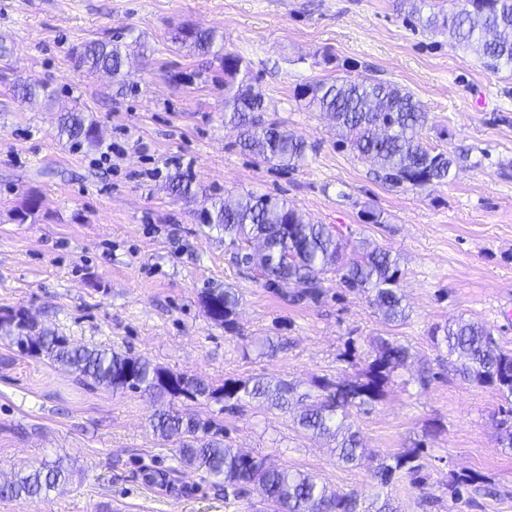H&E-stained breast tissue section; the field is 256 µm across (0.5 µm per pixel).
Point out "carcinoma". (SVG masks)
Here are the masks:
<instances>
[{
	"mask_svg": "<svg viewBox=\"0 0 512 512\" xmlns=\"http://www.w3.org/2000/svg\"><path fill=\"white\" fill-rule=\"evenodd\" d=\"M424 26L446 31L458 43L476 48L491 71L512 66V0H461L456 11L430 15ZM217 37L213 30L181 32L182 42L203 54L212 52L220 60L224 124L240 130V145L265 161L286 168L301 166L311 146L275 122L265 124L256 119L255 113L263 107L262 94L246 79H238L242 67L239 57L221 48L213 50ZM125 58L126 45L112 42L89 43L75 52L78 66L105 70L114 79L124 78ZM14 86L28 101L47 94V85L38 79L17 81ZM297 98L308 108L330 113L340 142L373 160L391 185L424 188L448 179L453 159L422 143L428 112L412 94L369 78L329 77L304 85ZM60 136L74 147L92 146L98 140V127L83 113L68 112L61 118ZM203 223L229 237L237 248V265L258 271L269 285L281 281L299 285V300H319L325 293L323 275L332 270L344 288L368 297L385 323H401L408 317L398 256L363 243L346 253L340 232L328 224L311 223L285 199L252 192L230 201L218 198L204 211ZM202 303L210 319L233 328L239 305L236 290L212 288L202 295ZM4 339L21 353L42 355L114 391L139 390L172 400L232 401L236 406L256 401L281 411L290 410L291 399L296 396L308 399L298 426L313 436L332 439L333 451L346 465L356 463L363 454L359 436L348 423L349 409L355 406L365 411L380 401L392 374L411 358L409 347L378 336L372 340L365 370L355 379L336 383L319 380L317 393L299 395L297 387L285 381L273 384L261 378L228 379L214 387L198 377L175 374L144 357L113 349L76 347L67 337L38 328L24 312L9 316ZM440 343L447 347L465 381L491 387L505 404L498 426L512 447V352L501 349L485 325L462 318L448 324ZM153 428L166 441L178 440L181 464L201 470L235 491L253 487L276 512H395L387 499L365 509L356 495L337 493L314 474L268 465L262 458L230 448L214 439L220 428L213 418H184L160 411L155 414ZM420 451L421 446L416 445L380 459L374 468L380 484H389L399 471L418 475L422 469ZM68 480L69 473L60 463H44L1 484L0 496L15 500L38 496Z\"/></svg>",
	"mask_w": 512,
	"mask_h": 512,
	"instance_id": "cac0c4a2",
	"label": "carcinoma"
}]
</instances>
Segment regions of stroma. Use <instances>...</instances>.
Returning <instances> with one entry per match:
<instances>
[{
    "label": "stroma",
    "mask_w": 512,
    "mask_h": 512,
    "mask_svg": "<svg viewBox=\"0 0 512 512\" xmlns=\"http://www.w3.org/2000/svg\"><path fill=\"white\" fill-rule=\"evenodd\" d=\"M182 28L223 32L225 52L244 61L264 97L262 119L309 144L302 166L283 169L241 148L224 124V74L174 42ZM110 40L130 46L123 88L71 59L74 48ZM0 46V318L23 311L75 345L141 356L216 387L261 375L302 392L320 378L351 380L371 339L394 337L412 358L372 409H352L366 449L353 466L289 412L253 403L231 413L204 399L171 407L218 419L231 448L317 474L365 504L387 495L399 512H512L501 401L461 380L434 340L448 321L477 320L512 352V69L490 71L475 50L407 21L399 0H0ZM334 76L375 78L419 99L425 143L459 159L450 180L395 187L339 143L331 118L296 97ZM30 77L47 83L51 100L13 92ZM70 111L96 120L99 147L59 137ZM106 145L115 154L103 165ZM178 173L192 178V196L168 190ZM247 191L288 200L350 243L398 254L408 319L385 325L332 271L321 300L295 302V285L268 288L237 267L201 212ZM368 209L381 223L363 221ZM225 286L240 296L231 330L201 301ZM265 336L280 338L275 355L261 354ZM162 407L0 340V484L42 462L73 473L40 497H0V512H266L256 492L225 495L178 462L151 424ZM418 443L424 482L374 479L378 458ZM463 474L475 481L457 497L449 484Z\"/></svg>",
    "instance_id": "35a3bbf8"
}]
</instances>
